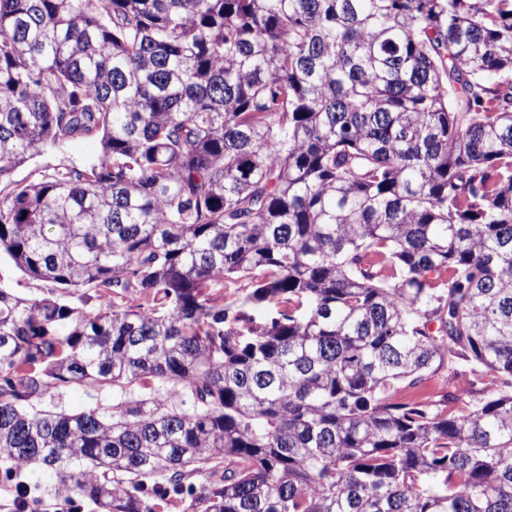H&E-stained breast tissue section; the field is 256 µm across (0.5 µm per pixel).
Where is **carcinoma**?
<instances>
[{
    "mask_svg": "<svg viewBox=\"0 0 512 512\" xmlns=\"http://www.w3.org/2000/svg\"><path fill=\"white\" fill-rule=\"evenodd\" d=\"M74 138L0 193L6 494L512 512V0H0V182ZM100 154L99 142L93 138L70 140L35 156L27 164L16 168L9 179L1 184L3 189L9 182H28L40 171L61 166H86L95 162ZM0 275L21 296L36 297L46 291V288H41L43 284L30 280L27 275L3 258L0 264ZM456 376H450L451 380L445 382L448 377V366L442 367L437 373L429 378L423 385L416 388H404L399 397L405 400H417L431 397L433 400H439L450 390L454 395L458 394L467 402L475 401L481 397L483 387H488L491 377L485 379L482 383L484 370L476 365H468L460 369ZM457 390V392H456ZM97 402L105 406L112 405V392L90 395L80 388H71L61 394L59 404L67 412L75 413L93 406Z\"/></svg>",
    "mask_w": 512,
    "mask_h": 512,
    "instance_id": "carcinoma-1",
    "label": "carcinoma"
}]
</instances>
